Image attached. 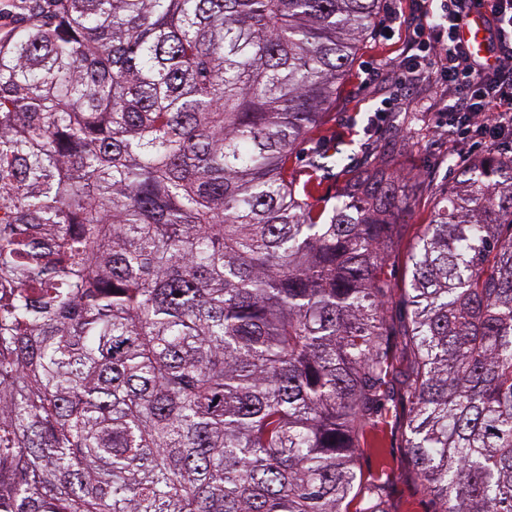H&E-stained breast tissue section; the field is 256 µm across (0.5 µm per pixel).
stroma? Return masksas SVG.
Instances as JSON below:
<instances>
[{
    "instance_id": "35a3bbf8",
    "label": "stroma",
    "mask_w": 512,
    "mask_h": 512,
    "mask_svg": "<svg viewBox=\"0 0 512 512\" xmlns=\"http://www.w3.org/2000/svg\"><path fill=\"white\" fill-rule=\"evenodd\" d=\"M405 42L373 31L357 47L349 62V76L341 86L320 133L312 135L294 154L291 167L304 175L315 153L335 154V167L320 170L323 187L337 193L346 170L373 163L388 150L397 151L412 192L409 209L399 215L400 235L385 266L393 285L388 302L389 343L399 347L406 317L404 282L408 250L423 230L435 201L448 189L454 172L472 152L449 137L439 113L429 106L427 92L405 95L395 79H372L371 70L389 69L401 57ZM409 403L394 396L383 407L378 422L367 430L358 450L357 466L363 482L384 476L389 512H434L435 501L417 477L406 449Z\"/></svg>"
}]
</instances>
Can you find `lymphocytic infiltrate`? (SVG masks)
Masks as SVG:
<instances>
[{
    "instance_id": "1",
    "label": "lymphocytic infiltrate",
    "mask_w": 512,
    "mask_h": 512,
    "mask_svg": "<svg viewBox=\"0 0 512 512\" xmlns=\"http://www.w3.org/2000/svg\"><path fill=\"white\" fill-rule=\"evenodd\" d=\"M478 10L486 21L489 62L459 37ZM405 26L409 56L400 76L429 83L448 115L449 135L489 146L512 140V0H419L418 14Z\"/></svg>"
}]
</instances>
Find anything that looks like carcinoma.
<instances>
[{"mask_svg": "<svg viewBox=\"0 0 512 512\" xmlns=\"http://www.w3.org/2000/svg\"><path fill=\"white\" fill-rule=\"evenodd\" d=\"M0 1V512H387L352 493L404 176L289 167L378 0ZM407 269L417 474L512 512V155Z\"/></svg>", "mask_w": 512, "mask_h": 512, "instance_id": "obj_1", "label": "carcinoma"}]
</instances>
